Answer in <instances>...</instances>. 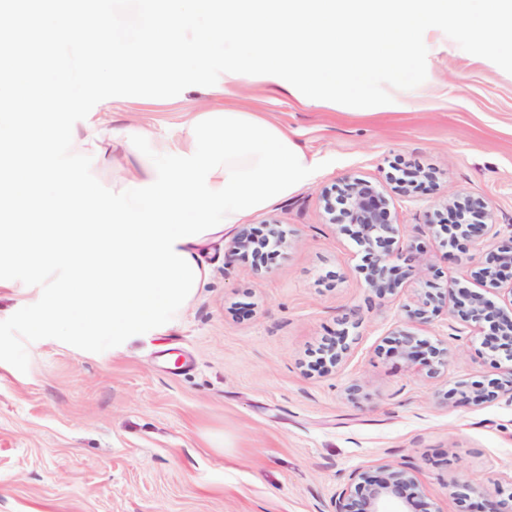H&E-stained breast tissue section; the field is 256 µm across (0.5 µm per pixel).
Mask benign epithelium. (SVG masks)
<instances>
[{"label": "benign epithelium", "instance_id": "1", "mask_svg": "<svg viewBox=\"0 0 512 512\" xmlns=\"http://www.w3.org/2000/svg\"><path fill=\"white\" fill-rule=\"evenodd\" d=\"M324 212L330 223H336L335 212L341 218L359 227V243L371 251L374 266L366 276L370 293L384 301L403 288L404 279L415 268L417 259L413 256L405 259L408 271L395 275L394 261L402 259L395 253L394 234L396 232L390 209V200L382 190L372 182L360 178L346 179L321 193ZM442 205L449 209L455 219L454 227L463 229L461 239L486 249L485 259L474 271L476 279L497 285L506 271L512 269V243L495 245L490 241V232L494 223H472L473 216L491 217L486 211L483 199L474 196H456L445 199ZM459 239V240H461ZM459 240L452 244L459 245ZM228 255L233 260L252 259L255 264L262 263L261 253L255 246V238L245 230L233 239ZM440 297L430 292L417 293L407 306L408 317L415 323L425 324L438 309ZM449 316L460 324L482 333V347L495 356L512 362V314L494 307L481 293L463 290L459 298L448 311ZM394 353L408 361H420L435 375L440 368L448 365V350L430 345L427 351H420L416 337L406 331L393 333ZM501 386L494 390L479 388L472 391L464 382H459L446 393V399H456L458 403L470 400L480 402L496 397ZM416 486L413 473L384 463L377 467L376 474L354 473L350 475L345 488L336 496L334 512H383L382 505L390 500L404 505L409 503L408 490ZM481 512H512V493L500 500L488 493L484 497Z\"/></svg>", "mask_w": 512, "mask_h": 512}]
</instances>
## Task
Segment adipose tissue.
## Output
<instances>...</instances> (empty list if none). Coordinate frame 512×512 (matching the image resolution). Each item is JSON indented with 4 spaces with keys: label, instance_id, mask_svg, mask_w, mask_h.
<instances>
[{
    "label": "adipose tissue",
    "instance_id": "ef3b65f1",
    "mask_svg": "<svg viewBox=\"0 0 512 512\" xmlns=\"http://www.w3.org/2000/svg\"><path fill=\"white\" fill-rule=\"evenodd\" d=\"M145 2L146 18L128 36L109 0L55 8L47 89L41 70L0 49V257L27 270L0 277V288L36 289L32 326L41 335H65L80 315L78 339L89 347L104 336L121 346L164 332L206 277L201 243L308 186L319 169L267 113L207 110L158 139L152 163L102 194L57 162L55 148L73 141L108 163L151 136L90 109L88 95L102 83L229 96L250 82L308 105L349 107L363 77L366 104L394 112L401 100L386 85L396 70L418 72L422 90L443 54L512 71V0ZM188 59L194 70L184 69ZM187 212L194 223H182Z\"/></svg>",
    "mask_w": 512,
    "mask_h": 512
}]
</instances>
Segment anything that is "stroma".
Segmentation results:
<instances>
[{"label": "stroma", "mask_w": 512, "mask_h": 512, "mask_svg": "<svg viewBox=\"0 0 512 512\" xmlns=\"http://www.w3.org/2000/svg\"><path fill=\"white\" fill-rule=\"evenodd\" d=\"M432 72L421 96L415 71L394 76L396 112L311 107L254 84L222 100L162 83L102 90L113 126L160 135L222 104L269 113L319 158V173L244 221L282 224L288 243L272 260H231L235 230L212 235L200 248L207 278L181 319L124 349L36 335L25 326L31 297L0 289V512H332L352 473L383 462L413 472L428 512H457V483L475 504L512 488V393L444 397L459 381L512 380V362L491 360L480 334L448 315L463 288L512 307V282L473 278L480 254L448 245L439 225L452 218L438 206L482 198L498 242L512 238V74L458 55ZM58 154L108 190L152 159L154 143L108 168L78 143ZM421 170L434 181L395 194L402 172ZM349 177L389 193L393 248L420 259L384 301L368 290L354 226L329 223L320 200ZM418 290L444 303L414 326L406 307ZM399 330L447 348V367L432 377L394 354ZM341 334L350 350L334 367L324 347Z\"/></svg>", "instance_id": "stroma-1"}]
</instances>
